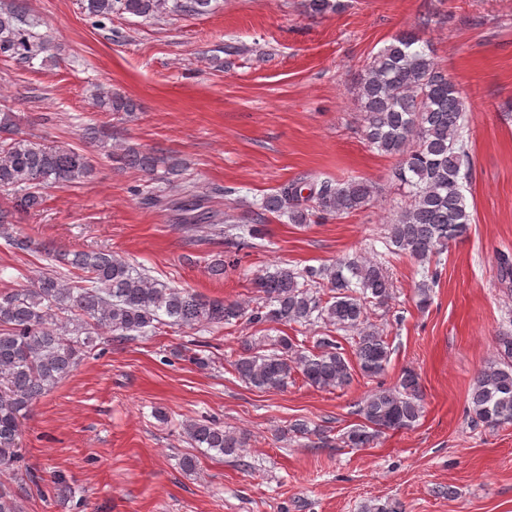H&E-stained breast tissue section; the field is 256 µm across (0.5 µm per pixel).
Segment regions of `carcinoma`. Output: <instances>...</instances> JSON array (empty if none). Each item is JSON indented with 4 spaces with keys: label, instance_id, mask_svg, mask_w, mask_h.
<instances>
[{
    "label": "carcinoma",
    "instance_id": "1",
    "mask_svg": "<svg viewBox=\"0 0 512 512\" xmlns=\"http://www.w3.org/2000/svg\"><path fill=\"white\" fill-rule=\"evenodd\" d=\"M211 0H81V9L97 27L112 16L129 14L150 19L168 12L204 15ZM341 7L339 0H307V9L322 15ZM38 20L23 5L0 10V55L30 64L49 51ZM353 94L363 112L362 128L369 144L396 157L390 183L402 190V204L388 225V252L405 254L423 266L416 288V305L424 310L432 300L437 272L432 258L465 233L471 214L462 191L469 167L463 139L464 104L448 75L433 58L428 42L407 30L372 56L361 70ZM96 105L109 112L135 111L133 101L99 90ZM20 117L0 103V191L11 195L15 212L38 211L42 189L49 184L80 183L96 174L94 160L64 142L47 141L19 131ZM82 139L107 156L117 155L125 168L153 176L164 169L177 177L180 163L157 152L127 145L120 153L108 143L112 134L88 123ZM284 185L263 198L256 219L287 215L291 224H308L318 214L338 216L364 207L374 187L357 178L308 186ZM186 224H212L199 196L189 192L177 203ZM0 212V238L17 250L33 249L31 237L16 231ZM56 268L43 272L25 288L0 290V471L19 458L22 420L32 405L74 372L82 356L103 330L117 339L149 336L161 325L190 329L228 323L243 315L255 324L313 326L322 323L353 333L355 360H349L335 337L327 334L311 351L294 337L283 335L243 345L234 369L259 390H279L293 376L318 389L346 385L354 370L367 377L384 373L391 349L386 337L368 324V305L383 307L392 288L384 265L365 258L339 259L331 265L301 270L277 267L260 276L262 301L253 307L209 299L187 289L152 279L118 254L104 249H59L49 252ZM66 267L74 279L59 271ZM333 295L325 299L319 288ZM424 398L416 373L403 371L399 384L379 386L361 400L355 414L363 422L346 431L347 448H366L385 430H408L423 413ZM468 412L488 428L512 423V336L499 338L495 358L481 369L471 386ZM184 434L200 448L231 458L246 448L242 433L215 423L189 421ZM0 512H19L16 491L0 485ZM361 512H401L393 501L371 500Z\"/></svg>",
    "mask_w": 512,
    "mask_h": 512
}]
</instances>
